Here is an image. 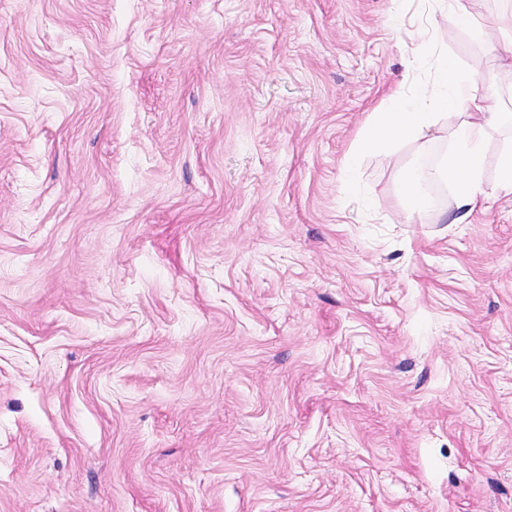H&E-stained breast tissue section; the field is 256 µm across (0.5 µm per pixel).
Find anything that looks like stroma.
Segmentation results:
<instances>
[{"instance_id":"stroma-1","label":"stroma","mask_w":512,"mask_h":512,"mask_svg":"<svg viewBox=\"0 0 512 512\" xmlns=\"http://www.w3.org/2000/svg\"><path fill=\"white\" fill-rule=\"evenodd\" d=\"M496 8L0 0V512H512V195L346 165Z\"/></svg>"}]
</instances>
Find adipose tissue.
<instances>
[{"mask_svg": "<svg viewBox=\"0 0 512 512\" xmlns=\"http://www.w3.org/2000/svg\"><path fill=\"white\" fill-rule=\"evenodd\" d=\"M481 81L493 86L512 85V66L477 78L462 75L452 56L440 55L437 79L422 90L419 100L411 102L394 96L390 108L378 113L360 141L358 150L366 154L388 144L421 138L437 122L441 110L453 109L454 151L437 165L410 169L402 179L401 190L409 214L419 215L427 210L425 186L436 180L452 185L449 208L462 220L479 203L500 194L512 195V149L501 155L494 181L485 178L487 141L494 132L512 129V113L502 111L497 95L478 93L477 84Z\"/></svg>", "mask_w": 512, "mask_h": 512, "instance_id": "obj_1", "label": "adipose tissue"}]
</instances>
